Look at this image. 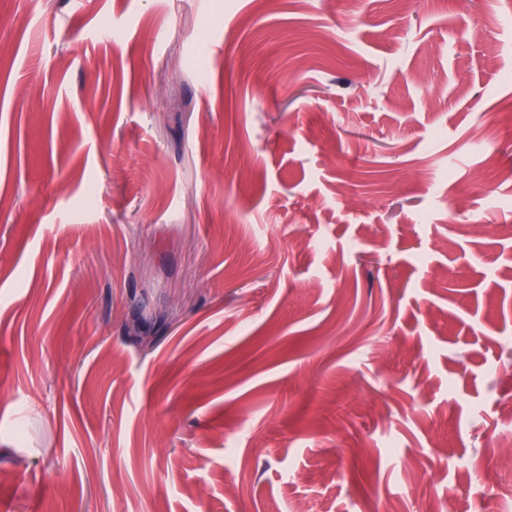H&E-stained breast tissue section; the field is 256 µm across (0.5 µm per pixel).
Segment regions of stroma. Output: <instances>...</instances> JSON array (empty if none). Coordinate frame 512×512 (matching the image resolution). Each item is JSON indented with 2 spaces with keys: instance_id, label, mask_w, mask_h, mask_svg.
Returning <instances> with one entry per match:
<instances>
[{
  "instance_id": "1",
  "label": "stroma",
  "mask_w": 512,
  "mask_h": 512,
  "mask_svg": "<svg viewBox=\"0 0 512 512\" xmlns=\"http://www.w3.org/2000/svg\"><path fill=\"white\" fill-rule=\"evenodd\" d=\"M512 0H0L8 512H512Z\"/></svg>"
}]
</instances>
